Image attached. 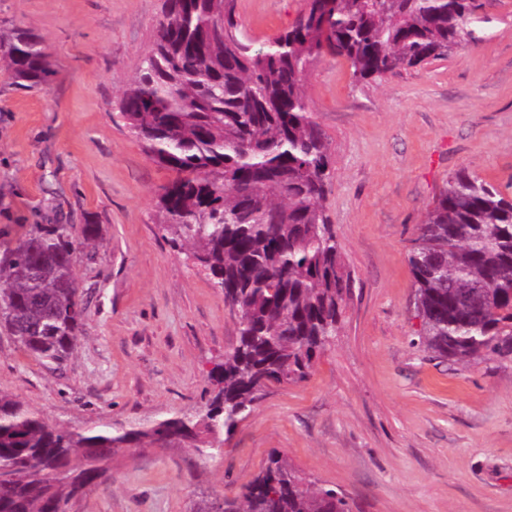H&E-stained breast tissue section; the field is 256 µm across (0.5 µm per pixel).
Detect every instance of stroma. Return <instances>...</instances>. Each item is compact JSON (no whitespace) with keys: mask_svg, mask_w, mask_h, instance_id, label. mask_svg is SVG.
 Segmentation results:
<instances>
[{"mask_svg":"<svg viewBox=\"0 0 512 512\" xmlns=\"http://www.w3.org/2000/svg\"><path fill=\"white\" fill-rule=\"evenodd\" d=\"M478 45L379 82L325 57L305 90L331 142L323 205L351 277L340 327L299 384L271 387L223 454L122 448L74 512H202L239 495L272 452L351 512H512V359L437 358L419 341L407 255L449 174L512 193V0H482ZM163 0H0V32L43 38L56 73L21 89L0 72V243L19 225L103 235L76 274L87 293L77 348L54 370L0 332V393L50 424L116 430L198 410L237 339L222 292L163 238L159 168L118 102ZM304 0H237L254 43L291 27Z\"/></svg>","mask_w":512,"mask_h":512,"instance_id":"stroma-1","label":"stroma"}]
</instances>
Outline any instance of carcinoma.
<instances>
[{
	"label": "carcinoma",
	"mask_w": 512,
	"mask_h": 512,
	"mask_svg": "<svg viewBox=\"0 0 512 512\" xmlns=\"http://www.w3.org/2000/svg\"><path fill=\"white\" fill-rule=\"evenodd\" d=\"M472 0H305L295 24L253 46L236 0H163V19L119 101L124 126L158 166V226L235 311L238 338L193 415L144 429L70 430L0 395V512H72L108 478L117 448L187 445L211 455L272 386L307 380L338 331L351 288L323 201L330 142L305 93L312 65L344 59L356 83L446 58L482 41ZM13 83L54 75L43 40L0 42ZM100 225L23 224L0 251V327L62 366L86 310L77 255ZM419 337L459 362L512 353V196L459 170L435 197L407 255ZM222 512H350L278 452Z\"/></svg>",
	"instance_id": "obj_1"
}]
</instances>
